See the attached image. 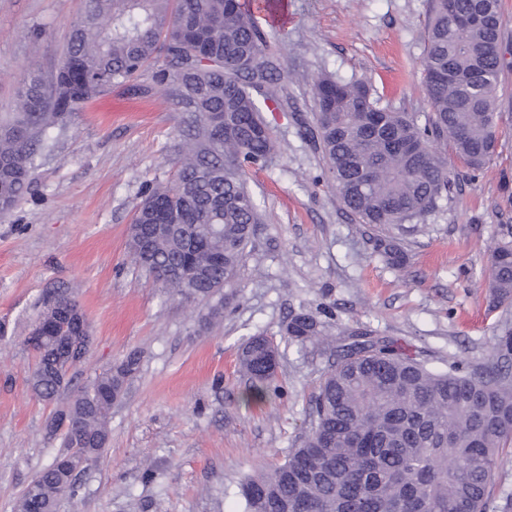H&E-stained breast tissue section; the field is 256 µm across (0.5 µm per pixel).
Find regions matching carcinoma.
Listing matches in <instances>:
<instances>
[{
    "instance_id": "1",
    "label": "carcinoma",
    "mask_w": 512,
    "mask_h": 512,
    "mask_svg": "<svg viewBox=\"0 0 512 512\" xmlns=\"http://www.w3.org/2000/svg\"><path fill=\"white\" fill-rule=\"evenodd\" d=\"M501 27L500 0H432L423 57L431 112L422 123L379 107L363 81L314 82L313 122L300 121L297 135L321 153L359 223L388 230L432 211L452 185L438 145L450 144L473 171L493 156ZM148 70L188 136L173 186L148 190L133 221L168 230L148 246L130 232L129 252L147 270L182 268V277L161 283L185 300L209 301L236 287L261 221L247 171L285 151L262 118L284 105L283 65L240 0H85L61 65L46 81L30 78L16 111L0 113V211L28 192L54 130ZM213 112L225 113L228 129L211 123ZM376 249L390 266H404L395 237L379 238ZM489 288L493 304L512 301V224L500 225L490 246ZM284 335L302 348L326 329L301 309ZM67 342L27 339L36 358L30 387L43 401L70 388L69 372L86 356L59 357ZM329 348L334 361L314 397L309 433L284 462L244 479L242 512H496L489 486L499 449L512 444L511 331L498 337L495 362L446 371L359 327ZM277 354L262 334L239 348L250 396L265 394ZM141 362L140 352H128L55 408L46 436L61 439L64 451L27 484L13 512H55L62 484L78 496L79 475L59 462L99 458L112 403Z\"/></svg>"
}]
</instances>
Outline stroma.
Instances as JSON below:
<instances>
[{
	"instance_id": "stroma-1",
	"label": "stroma",
	"mask_w": 512,
	"mask_h": 512,
	"mask_svg": "<svg viewBox=\"0 0 512 512\" xmlns=\"http://www.w3.org/2000/svg\"><path fill=\"white\" fill-rule=\"evenodd\" d=\"M253 10L290 82V105L266 113L288 149L248 172L261 222L219 324L208 306L173 296L128 249V228L145 191L174 180L183 132L161 91L125 117V87L54 131L30 192L0 214V512L52 463L49 404L32 396L35 358L24 340L40 300L71 289L92 335L73 373L81 386L124 353L141 369L109 412L110 436L81 477L78 497L57 512H240V481L284 461L311 427L309 403L331 361L321 345L288 344L282 326L304 309L330 334L361 326L401 340L438 366L491 362L497 336L512 331V304L488 300V246L512 224V0H501L504 67L496 95L499 141L482 172L443 149L448 197L421 219L393 228L407 255L389 267L375 230L343 208L325 163L296 134L299 105L312 116L314 79L372 84L379 106L425 116L422 75L430 0H286L271 21ZM83 0H0V113L14 111L31 74L50 77ZM262 334L279 349L274 389L248 397L239 345Z\"/></svg>"
}]
</instances>
